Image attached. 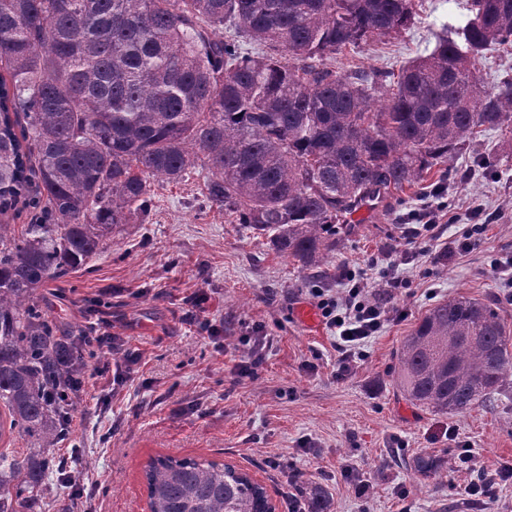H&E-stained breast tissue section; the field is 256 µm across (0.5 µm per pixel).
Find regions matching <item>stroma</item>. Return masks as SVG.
<instances>
[{
    "label": "stroma",
    "mask_w": 512,
    "mask_h": 512,
    "mask_svg": "<svg viewBox=\"0 0 512 512\" xmlns=\"http://www.w3.org/2000/svg\"><path fill=\"white\" fill-rule=\"evenodd\" d=\"M467 14L468 0H422L414 26L330 64L340 74L399 71ZM483 156L495 159L493 169L479 166ZM205 174L199 167L155 186L146 221L122 225L98 255L36 293L55 335L77 340L106 322L116 345L140 355L119 379L86 385L69 435L51 451L71 478L52 479L43 512H66L75 492L97 512H148L144 468L158 456L233 464L260 480L276 512H285L294 473L325 490L328 512H512V476L501 473L512 465V389L493 407L437 414L400 391L396 356L425 313L449 298L498 301L512 324V287L493 268L512 256V134L482 132L419 185L381 192L377 209L307 268L213 207ZM437 186L460 216L444 236L464 231L467 208H482L480 248L400 265L406 286L395 302L404 317L361 345L350 374L338 377L334 336L322 317L307 323L299 310L313 308L312 288L342 294L345 273L398 246ZM253 350L259 365L240 375ZM465 444L473 458L462 465ZM424 453L440 459L441 481L411 468ZM274 458L283 471L271 468ZM470 484L484 493L466 494Z\"/></svg>",
    "instance_id": "stroma-1"
}]
</instances>
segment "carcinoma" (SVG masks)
Listing matches in <instances>:
<instances>
[{"instance_id": "obj_1", "label": "carcinoma", "mask_w": 512, "mask_h": 512, "mask_svg": "<svg viewBox=\"0 0 512 512\" xmlns=\"http://www.w3.org/2000/svg\"><path fill=\"white\" fill-rule=\"evenodd\" d=\"M419 0H0V214L31 182L42 218L0 224V405L27 452H0V512H36L59 463L64 380L83 370L59 350L35 303L112 231L145 215L154 185L204 157L208 200L271 234L303 265L381 188L401 191L512 125V76L484 85L482 60L512 46V0H471L434 48L388 77L342 75L331 55L410 28ZM398 386L436 413H467L512 386V330L494 301L431 308L399 351ZM413 468L442 469L423 454ZM150 512H271L235 466L156 457ZM309 512L318 488L297 481Z\"/></svg>"}]
</instances>
